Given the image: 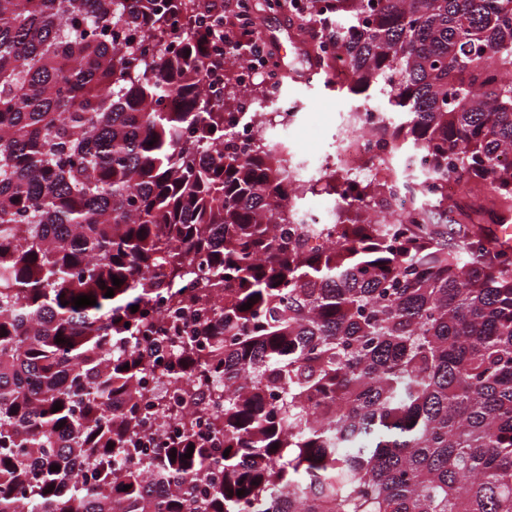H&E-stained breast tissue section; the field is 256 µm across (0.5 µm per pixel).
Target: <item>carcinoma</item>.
<instances>
[{
    "label": "carcinoma",
    "instance_id": "carcinoma-1",
    "mask_svg": "<svg viewBox=\"0 0 512 512\" xmlns=\"http://www.w3.org/2000/svg\"><path fill=\"white\" fill-rule=\"evenodd\" d=\"M288 3L389 120L333 224L293 223L283 142L241 155L200 0H0V512H512V0ZM450 175L488 188L459 246Z\"/></svg>",
    "mask_w": 512,
    "mask_h": 512
}]
</instances>
